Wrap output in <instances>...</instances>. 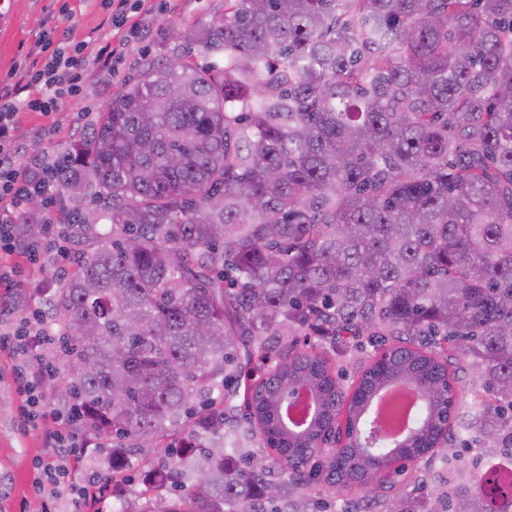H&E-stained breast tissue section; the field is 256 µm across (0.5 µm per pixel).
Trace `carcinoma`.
<instances>
[{
	"instance_id": "obj_1",
	"label": "carcinoma",
	"mask_w": 512,
	"mask_h": 512,
	"mask_svg": "<svg viewBox=\"0 0 512 512\" xmlns=\"http://www.w3.org/2000/svg\"><path fill=\"white\" fill-rule=\"evenodd\" d=\"M174 33L223 65L145 60L54 161L58 215L17 218L83 244L51 315L112 470L187 433L120 512H322L312 485L337 512H512V0H224ZM394 387L424 393L401 438Z\"/></svg>"
}]
</instances>
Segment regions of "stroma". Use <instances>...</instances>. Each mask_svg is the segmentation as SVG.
I'll return each instance as SVG.
<instances>
[{
	"mask_svg": "<svg viewBox=\"0 0 512 512\" xmlns=\"http://www.w3.org/2000/svg\"><path fill=\"white\" fill-rule=\"evenodd\" d=\"M8 14H0V87L10 83L13 71L22 64L42 61L43 33L51 31L54 41L81 44L86 58H95L104 42H112L122 60L110 78L90 74L78 99L62 103L56 112L23 113L16 129L17 141L28 156L54 160L79 134L95 123L121 85L140 74L146 57L168 58L182 53V43L169 40L173 26L209 21L224 11V0H179L170 13L157 15L152 35L145 41H126L123 31L109 28L95 0H7ZM0 266L11 272L12 287L0 284V328L9 329L21 320L39 313L42 324H49L48 297L61 278L72 269V259L60 253L40 255L29 260L22 253H0ZM55 373L35 391L39 406L49 413L38 427L25 425L26 397L17 389L10 348L0 346V512H117L114 488L96 485L85 489L84 478L100 462L97 448H89L78 467H68L63 491L51 485H38V460L67 465V459L51 447L48 437L60 431L87 439L78 423L56 419V411L69 403L65 356L61 349L46 350Z\"/></svg>",
	"mask_w": 512,
	"mask_h": 512,
	"instance_id": "35a3bbf8",
	"label": "stroma"
}]
</instances>
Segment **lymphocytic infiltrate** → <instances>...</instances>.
I'll return each instance as SVG.
<instances>
[{
    "instance_id": "lymphocytic-infiltrate-1",
    "label": "lymphocytic infiltrate",
    "mask_w": 512,
    "mask_h": 512,
    "mask_svg": "<svg viewBox=\"0 0 512 512\" xmlns=\"http://www.w3.org/2000/svg\"><path fill=\"white\" fill-rule=\"evenodd\" d=\"M99 6L108 13L111 26L125 29L132 38L140 37L149 28L155 14L152 0H99ZM87 72V62L79 46L54 47L42 62L20 70L15 83L0 89V201L8 207L0 214V252L16 249L17 227L14 213L24 209L32 194L51 195L52 185L40 177L23 180L19 170L24 162L14 136L21 112L50 114L62 98H76ZM54 332L43 327L29 331L19 327L13 334L0 336V344L12 346L22 356L16 367V380L21 391L31 392L35 384L49 373L50 364L38 361L37 352L53 344Z\"/></svg>"
}]
</instances>
